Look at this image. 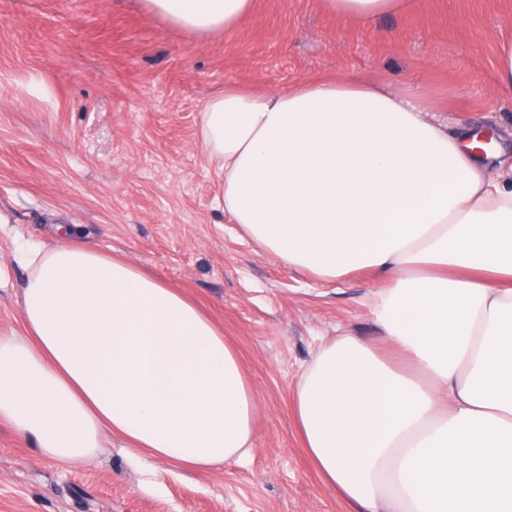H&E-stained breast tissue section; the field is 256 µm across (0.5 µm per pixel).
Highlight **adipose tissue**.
<instances>
[{"instance_id":"1","label":"adipose tissue","mask_w":512,"mask_h":512,"mask_svg":"<svg viewBox=\"0 0 512 512\" xmlns=\"http://www.w3.org/2000/svg\"><path fill=\"white\" fill-rule=\"evenodd\" d=\"M254 0H146L195 36L230 32ZM360 25L416 0H319ZM427 96L384 78L236 85L199 140L224 210L272 256L330 281L367 269L395 364L345 334L293 396L324 485L357 512H512V160L480 153ZM27 242L20 330L0 334V425L47 459L92 461L107 437L205 471L246 456L257 404L198 304L121 256Z\"/></svg>"}]
</instances>
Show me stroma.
<instances>
[{
    "label": "stroma",
    "mask_w": 512,
    "mask_h": 512,
    "mask_svg": "<svg viewBox=\"0 0 512 512\" xmlns=\"http://www.w3.org/2000/svg\"><path fill=\"white\" fill-rule=\"evenodd\" d=\"M512 0H418L345 25L318 0H256L229 36L199 41L145 0H0V332L20 326L17 242L121 254L199 302L257 403L249 456L197 474L145 465L113 441L80 469L0 426V512H349L322 483L292 413L321 342L386 345L362 270L324 282L281 263L224 211V176L197 138L225 85L285 91L313 77H384L449 106L512 155V97L495 95Z\"/></svg>",
    "instance_id": "obj_1"
}]
</instances>
